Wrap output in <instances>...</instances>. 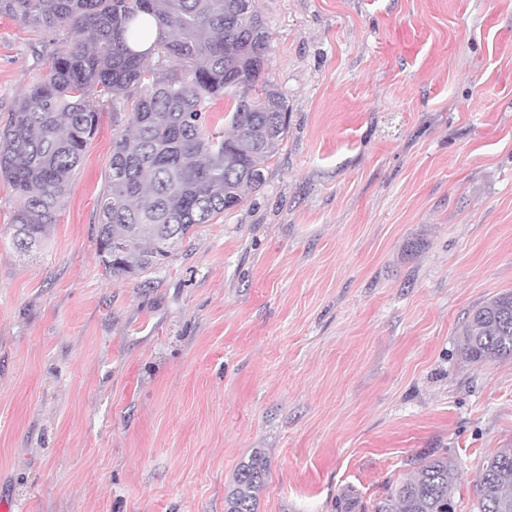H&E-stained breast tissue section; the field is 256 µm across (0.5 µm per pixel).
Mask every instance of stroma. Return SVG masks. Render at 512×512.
<instances>
[{"label": "stroma", "instance_id": "35a3bbf8", "mask_svg": "<svg viewBox=\"0 0 512 512\" xmlns=\"http://www.w3.org/2000/svg\"><path fill=\"white\" fill-rule=\"evenodd\" d=\"M288 107L264 186L162 267L114 276L96 201L127 115L99 128L44 246L0 181V500L11 512H374L444 456L456 512L512 448V361L461 350L512 292V0H256ZM0 16V129L41 70ZM268 468L261 452L240 464L233 488L224 499L226 512H257L258 494L265 486Z\"/></svg>", "mask_w": 512, "mask_h": 512}]
</instances>
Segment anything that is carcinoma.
I'll return each mask as SVG.
<instances>
[{"instance_id":"1","label":"carcinoma","mask_w":512,"mask_h":512,"mask_svg":"<svg viewBox=\"0 0 512 512\" xmlns=\"http://www.w3.org/2000/svg\"><path fill=\"white\" fill-rule=\"evenodd\" d=\"M154 17L148 51L127 43ZM0 16L35 31L67 29L46 51V71L13 104L0 131V180L14 191L13 244L43 246L56 212L98 129L101 102L128 114L130 132L112 142L107 189L97 200L98 257L114 275L164 265L199 224L259 191L287 131L283 95L265 77L270 37L255 0H0ZM158 67L149 68V57ZM226 95L231 132L211 128L210 105ZM471 362L512 359V292L476 307L462 332ZM268 468L256 451L240 464L225 512H257ZM457 472L429 456L375 512H455ZM477 512H512V448L487 458Z\"/></svg>"}]
</instances>
